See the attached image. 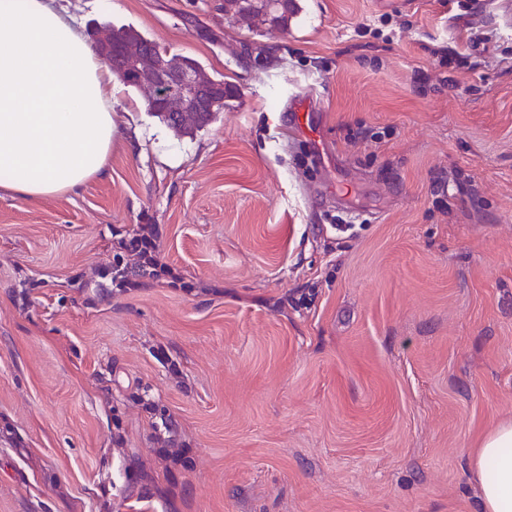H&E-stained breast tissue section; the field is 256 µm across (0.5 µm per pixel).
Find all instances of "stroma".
I'll return each instance as SVG.
<instances>
[{"mask_svg": "<svg viewBox=\"0 0 512 512\" xmlns=\"http://www.w3.org/2000/svg\"><path fill=\"white\" fill-rule=\"evenodd\" d=\"M469 2L499 34L472 70L427 52L470 38L442 0H298L260 34L224 0H60L239 95L179 134L126 88L105 176L0 196V512H480L468 458L512 418V0ZM140 224L179 282L113 284ZM313 111L312 100L309 96L297 95L288 103V112L291 113L294 124L303 132V125L310 126V112Z\"/></svg>", "mask_w": 512, "mask_h": 512, "instance_id": "35a3bbf8", "label": "stroma"}]
</instances>
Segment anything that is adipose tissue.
Returning <instances> with one entry per match:
<instances>
[{
    "instance_id": "adipose-tissue-1",
    "label": "adipose tissue",
    "mask_w": 512,
    "mask_h": 512,
    "mask_svg": "<svg viewBox=\"0 0 512 512\" xmlns=\"http://www.w3.org/2000/svg\"><path fill=\"white\" fill-rule=\"evenodd\" d=\"M121 90L55 0H0V193L38 200L104 174ZM469 468L481 512H512V420Z\"/></svg>"
}]
</instances>
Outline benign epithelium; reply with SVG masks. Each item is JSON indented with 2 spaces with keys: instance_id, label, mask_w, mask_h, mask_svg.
<instances>
[{
  "instance_id": "7a95c632",
  "label": "benign epithelium",
  "mask_w": 512,
  "mask_h": 512,
  "mask_svg": "<svg viewBox=\"0 0 512 512\" xmlns=\"http://www.w3.org/2000/svg\"><path fill=\"white\" fill-rule=\"evenodd\" d=\"M93 46L106 64H112L113 53H119L136 74L139 87L146 91L148 110L170 112L184 125L198 120L199 113L213 112L218 104L209 74L170 59L158 61L139 43H126L112 48V29L103 27L92 36Z\"/></svg>"
}]
</instances>
